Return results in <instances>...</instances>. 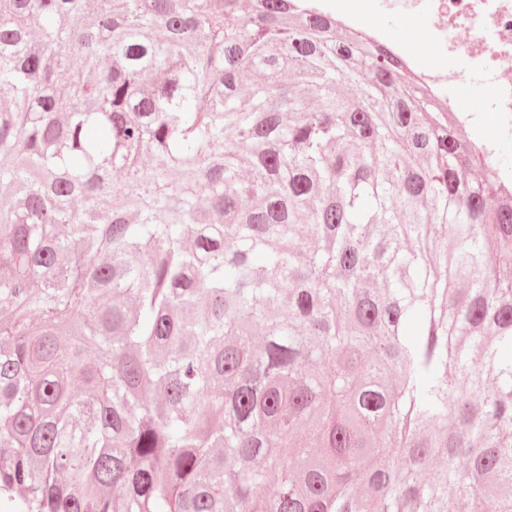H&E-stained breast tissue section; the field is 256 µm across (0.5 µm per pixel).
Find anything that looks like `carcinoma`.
<instances>
[{
	"label": "carcinoma",
	"mask_w": 512,
	"mask_h": 512,
	"mask_svg": "<svg viewBox=\"0 0 512 512\" xmlns=\"http://www.w3.org/2000/svg\"><path fill=\"white\" fill-rule=\"evenodd\" d=\"M510 180L303 0H0V507L512 512Z\"/></svg>",
	"instance_id": "obj_1"
}]
</instances>
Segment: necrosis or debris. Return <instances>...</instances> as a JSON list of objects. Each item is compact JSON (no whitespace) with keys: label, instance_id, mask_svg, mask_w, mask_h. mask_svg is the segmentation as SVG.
Returning <instances> with one entry per match:
<instances>
[{"label":"necrosis or debris","instance_id":"4bbe7bcc","mask_svg":"<svg viewBox=\"0 0 512 512\" xmlns=\"http://www.w3.org/2000/svg\"><path fill=\"white\" fill-rule=\"evenodd\" d=\"M384 14L416 20L434 18V47L464 58L495 86L489 102L503 129H512V75L502 67L512 59V0H380Z\"/></svg>","mask_w":512,"mask_h":512}]
</instances>
